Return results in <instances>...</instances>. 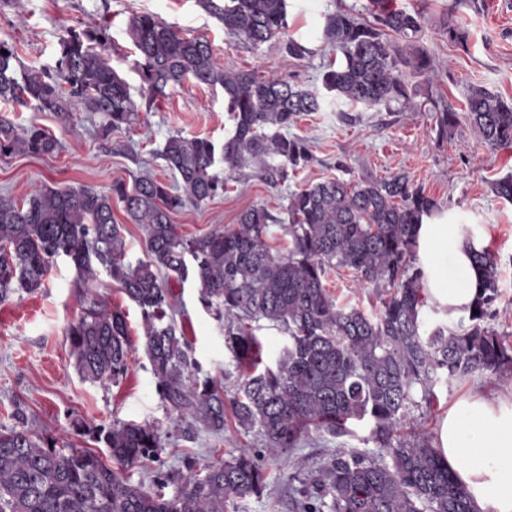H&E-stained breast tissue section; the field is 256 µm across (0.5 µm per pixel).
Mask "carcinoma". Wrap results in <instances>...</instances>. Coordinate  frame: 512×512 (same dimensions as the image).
<instances>
[{
	"label": "carcinoma",
	"instance_id": "carcinoma-1",
	"mask_svg": "<svg viewBox=\"0 0 512 512\" xmlns=\"http://www.w3.org/2000/svg\"><path fill=\"white\" fill-rule=\"evenodd\" d=\"M199 2L230 38L253 47L276 39L299 60L316 53L288 36L286 0ZM372 3L370 20L352 10L326 18L323 42L342 59L325 66L322 89L352 104L416 111L407 75L426 82L437 77L419 44L424 15L387 0ZM443 28L448 39L465 41L453 16ZM127 33L136 49L139 98L102 53L110 40L107 28L95 27L67 30L51 68L22 64L16 47L1 39L0 101L64 121L78 104L101 115L108 135L131 124L138 112L151 111L167 90L193 80L224 90L233 130L221 145L205 137H168L159 155L175 176L172 185L143 176L130 185L117 181L107 191L43 185L22 201L1 195L0 302L45 289L54 262L67 260L80 304L66 330L74 367L85 381L116 384L129 371L131 330L125 313L108 306L99 291L96 270H103L139 308L156 391L181 438L191 441L202 428L221 435L225 426L224 387L200 376L169 288L171 280L192 281L201 306L224 326L225 347L245 367L229 400L232 415L263 447L240 448L202 471L187 458L181 469L159 471L158 490L148 493L122 470L160 461L165 439L157 426L79 424V434L108 448L109 465L92 449L32 431L18 412L14 425L0 426V512H226L230 504L261 497L268 460L314 435L347 436L353 421L370 423L379 456L332 453L293 488L300 512H476L441 449L423 432L402 431L416 421L414 412L431 408L433 385L442 378L512 379V344L491 326L501 296L495 255L473 250L478 292L471 309L454 325L425 330L416 237L439 203L404 172L384 180L329 178L288 194L277 215L253 205L235 224L183 235L172 215L224 194L219 165L231 175L254 167L277 182L288 179V169L314 161L308 141L288 128L301 115L320 111L322 89L225 69L206 40L185 36L151 13L132 15ZM390 33L402 44L388 39ZM462 119L487 146H512V102L499 94L473 86L462 112L444 106L438 124L451 130ZM58 147L42 126L20 127L0 110V158L51 155ZM490 187L512 202V175ZM115 199L142 233L144 258L134 263L126 259ZM275 224L288 236L284 248L272 244ZM340 268L374 288L377 314L334 299L326 277ZM261 320L288 334L273 368L263 366L253 333L252 324ZM170 485L175 491L168 496Z\"/></svg>",
	"mask_w": 512,
	"mask_h": 512
}]
</instances>
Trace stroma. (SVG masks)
<instances>
[{"label":"stroma","instance_id":"stroma-1","mask_svg":"<svg viewBox=\"0 0 512 512\" xmlns=\"http://www.w3.org/2000/svg\"><path fill=\"white\" fill-rule=\"evenodd\" d=\"M392 2L408 11L427 13L422 43L434 59L439 78L431 84L413 78L420 111L366 109L327 100L323 111L301 116L292 128L311 145L314 160L308 167L289 172L287 180L276 185L246 170L228 181L223 195L205 206L184 208L172 221L184 235H198L234 224L242 210L256 203L279 212L287 194L326 178L382 180L406 172L416 187L438 200L446 223L475 225L486 248L498 258L503 295L492 325L512 341V203L495 197L488 188L492 180L512 173V148H488L464 122L451 134L440 135L433 110L434 102L441 99L462 109L474 85L512 99V0ZM368 4L369 0H288L289 31L317 43L326 14L350 7L360 11ZM147 12L188 35L206 38L223 67L261 75L272 72L304 88L320 86L325 65L337 56L336 50L328 48L313 58L297 60L273 41L255 50L238 44L198 0H0V38L15 44L26 65L50 67L66 30L108 26L105 53L112 67L136 90L141 81L133 67L134 47L126 28L132 14ZM451 12L466 28L464 43L450 42L443 30V19ZM14 119L22 126L36 122L60 142L59 150L48 156L0 159V195L17 200L44 184L105 190L113 182L140 176L170 183L174 176L158 155L169 136L199 135L220 143L233 128L223 89L190 81L169 90L154 109L139 112L132 124L107 136L101 130V116L80 106L67 123L53 113L25 107L18 108ZM74 277L70 264L58 261L45 292L0 303V426L12 425L13 414L20 409L32 430L66 443L93 445L103 457L107 448L75 434L74 420L106 425L134 420L155 425L164 434L173 432V417L159 398L139 348L140 311L104 275L99 278V289L109 306L127 313L137 349L119 383L93 385L77 374L66 339L68 324L80 312ZM327 286L339 303L368 314L380 307L374 289L359 282L353 271H332ZM171 291L183 312L182 325L202 372L220 379L225 394H232L241 369L224 346L223 325L200 306L193 283L172 284ZM433 392L430 414L415 426L435 438L458 398L471 393L512 396V382L479 377L463 383L442 382ZM352 430V435L338 439L314 437L302 448L282 454L269 467L267 491L261 498L239 502V512H296L290 485L295 477L316 470L327 451L353 448L376 454L369 423H353ZM261 445L259 437L241 433L229 419L222 435L201 431L194 440L167 445L162 460L166 467L178 469L183 458L191 456L203 468L224 460L234 449Z\"/></svg>","mask_w":512,"mask_h":512}]
</instances>
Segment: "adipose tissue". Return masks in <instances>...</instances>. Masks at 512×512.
<instances>
[{
  "instance_id": "1",
  "label": "adipose tissue",
  "mask_w": 512,
  "mask_h": 512,
  "mask_svg": "<svg viewBox=\"0 0 512 512\" xmlns=\"http://www.w3.org/2000/svg\"><path fill=\"white\" fill-rule=\"evenodd\" d=\"M466 224L424 221L417 237L423 291L456 317L472 304L478 277ZM440 449L478 512H512V399L470 395L456 401L439 431Z\"/></svg>"
}]
</instances>
